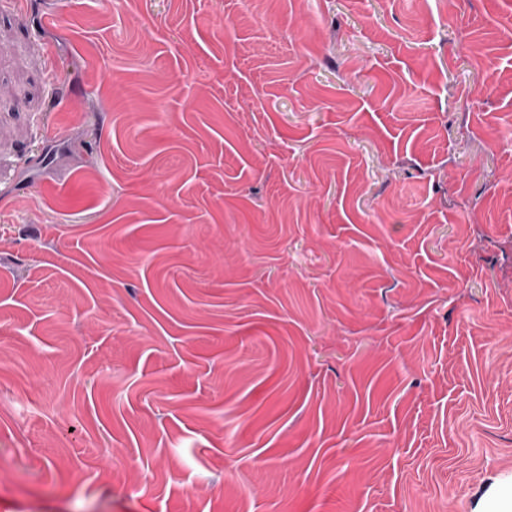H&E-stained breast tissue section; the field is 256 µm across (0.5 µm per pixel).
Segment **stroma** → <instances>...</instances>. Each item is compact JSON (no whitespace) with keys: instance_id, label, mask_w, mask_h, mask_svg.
Instances as JSON below:
<instances>
[{"instance_id":"obj_1","label":"stroma","mask_w":512,"mask_h":512,"mask_svg":"<svg viewBox=\"0 0 512 512\" xmlns=\"http://www.w3.org/2000/svg\"><path fill=\"white\" fill-rule=\"evenodd\" d=\"M512 0H0V512H512Z\"/></svg>"}]
</instances>
